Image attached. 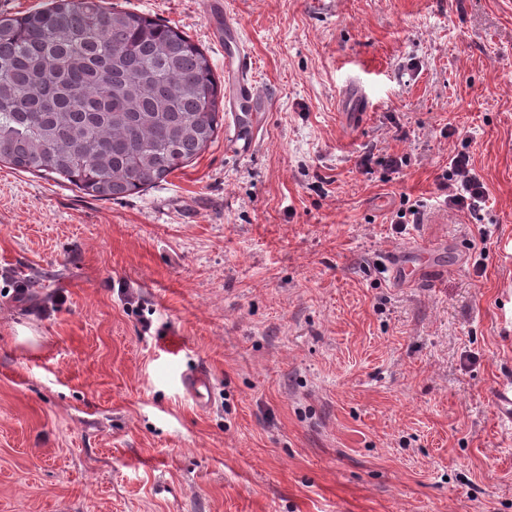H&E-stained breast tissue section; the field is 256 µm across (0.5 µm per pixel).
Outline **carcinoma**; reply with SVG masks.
<instances>
[{
    "instance_id": "carcinoma-1",
    "label": "carcinoma",
    "mask_w": 512,
    "mask_h": 512,
    "mask_svg": "<svg viewBox=\"0 0 512 512\" xmlns=\"http://www.w3.org/2000/svg\"><path fill=\"white\" fill-rule=\"evenodd\" d=\"M198 45L142 14L52 0L0 17V161L117 200L193 160L221 126Z\"/></svg>"
}]
</instances>
